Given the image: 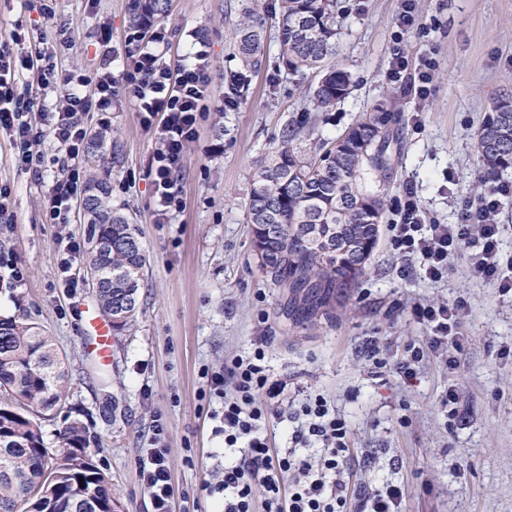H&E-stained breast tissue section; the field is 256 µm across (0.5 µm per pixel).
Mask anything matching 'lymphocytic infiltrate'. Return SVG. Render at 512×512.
Segmentation results:
<instances>
[{"instance_id":"1","label":"lymphocytic infiltrate","mask_w":512,"mask_h":512,"mask_svg":"<svg viewBox=\"0 0 512 512\" xmlns=\"http://www.w3.org/2000/svg\"><path fill=\"white\" fill-rule=\"evenodd\" d=\"M72 46L67 29H60L58 46H46L28 54L0 49V130L8 134L15 150L17 167L35 180L46 172L44 155L38 146L52 137L66 148L68 172L53 178L46 199L49 223L72 220L73 202L85 191L79 165L86 152L87 131L80 116L86 112H108L117 95L131 97L144 124L155 125L158 146L149 167L156 196L158 219H168L182 207L178 174L184 151L196 135L197 121L210 108L233 107V98L213 101L212 59L209 44L193 37L191 52L178 68L162 60L156 40H136L126 54L121 79L112 75V59L104 57L95 73L94 93L84 90L85 79L60 76L57 53ZM437 62L422 56L416 69H409L403 56H394L388 76L401 83L414 97L424 99ZM35 72L37 86H61L63 101L55 110L45 109L32 88H20L18 78ZM36 86V87H37ZM40 112L42 122L32 125L28 116ZM161 124H154V117ZM512 197L511 182H493L477 199L467 202L456 224H429L425 221L417 193L405 184L394 208L390 224V245L402 258L418 260L426 279L442 281L448 274L450 256L461 249L471 251L470 271L479 280L491 283L500 295H512V256L500 248L501 227L492 222L503 199ZM467 303L411 305L409 314L427 333L424 343L407 347L394 364L378 356V346H370L374 369L393 368L405 383H413L419 365L428 355L444 357L456 364L467 338L461 315ZM212 396L223 399L219 416L224 445L240 449L235 461L225 463L221 480L209 486L210 494L224 497V512H254L255 497H262L264 512H402L404 491L395 484L365 491L351 498L346 475L350 426L331 409L322 395L307 398L294 412L298 424L291 434L293 448H271L264 433L272 407L284 392L285 382L270 379L265 349L256 346L251 354L234 357L224 370L208 379ZM292 483H284L285 474ZM142 477L154 512H170L174 490L170 481L168 449L151 441L142 460Z\"/></svg>"}]
</instances>
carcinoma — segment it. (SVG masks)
Listing matches in <instances>:
<instances>
[{
  "mask_svg": "<svg viewBox=\"0 0 512 512\" xmlns=\"http://www.w3.org/2000/svg\"><path fill=\"white\" fill-rule=\"evenodd\" d=\"M234 47L244 70L259 65L265 18L261 0H240ZM169 0H129V27L146 35L168 11ZM334 0H280L278 44L288 70L321 74L313 111L342 99L350 73L336 61ZM389 113H370L332 141L306 151L311 129L286 131L269 162L257 172L247 222L260 268L288 289L289 314L307 320L352 288L378 243L385 203L377 186L391 169ZM487 183L512 169V101L493 102L476 143ZM112 129L91 134L83 199L88 244L85 274L97 279L99 308L112 330L129 329L140 308L147 257L134 219L112 207ZM67 371L53 341L37 323L0 318V512H119L106 475L87 452L86 426L73 420L46 445L41 419L68 396ZM98 503V508L90 507Z\"/></svg>",
  "mask_w": 512,
  "mask_h": 512,
  "instance_id": "cac0c4a2",
  "label": "carcinoma"
}]
</instances>
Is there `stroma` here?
<instances>
[{
  "label": "stroma",
  "mask_w": 512,
  "mask_h": 512,
  "mask_svg": "<svg viewBox=\"0 0 512 512\" xmlns=\"http://www.w3.org/2000/svg\"><path fill=\"white\" fill-rule=\"evenodd\" d=\"M129 0H56L54 21L43 23L21 0H0V45L15 53L53 43L57 23L75 46L59 57L63 70L92 75L103 51L120 71L130 48ZM239 0H170L152 34L163 35L164 61L177 64L198 32L213 57L214 97L235 95L231 111L204 113L197 137L185 149L179 184L182 211L157 223L156 199L146 175L156 148L131 99L121 96L110 112H88L86 130L106 124L120 144L112 166V202L135 218L149 260L141 310L133 328L114 336L108 360L91 350L84 316L97 307L90 288H67L59 274L58 243L84 242L80 223L50 224L44 216L49 179L64 175L65 148L45 138L40 148L49 178L38 182L14 163L8 135L0 132V186L11 191L0 216V254L22 264L21 282L0 278V316L40 323L67 359L69 397L43 423L47 444L72 419L90 436L89 454L107 475L121 512H152L141 478L143 442L162 427L169 450L172 512H215L204 489L224 461V436L205 371L251 351L268 339L273 379L286 388L271 417L272 447L288 448L281 424L305 395L322 394L351 425L347 467L365 489L392 482L404 486L403 512H512V298L471 276L469 253L449 262L434 283L414 261L393 254L379 240L366 273L332 310L297 324L286 313L288 292L260 270L246 220L256 171L291 125L313 127L305 143L333 140L366 114L385 109L397 141L385 203L394 207L413 183L428 220L456 223L463 205L478 197L476 134L492 101L512 97V0H415L416 24L395 40L402 0H335L337 61L351 73L346 98L326 112L310 103L313 72L295 76L279 55L278 2L264 0L266 52L238 93L228 78L241 65L232 54ZM110 44H102L104 32ZM409 64L430 53L439 66L431 92L417 100L392 83L394 53ZM465 299L468 343L456 366L427 357L417 380L393 372L372 377L366 354L377 341L382 358H400L421 341L423 327L407 314L410 303ZM460 397L462 416L449 419L441 405L447 390Z\"/></svg>",
  "instance_id": "stroma-1"
}]
</instances>
